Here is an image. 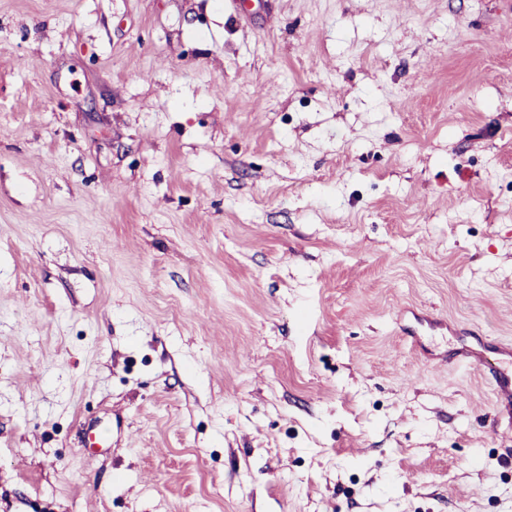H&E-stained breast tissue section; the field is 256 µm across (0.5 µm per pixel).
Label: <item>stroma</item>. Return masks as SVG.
<instances>
[{"mask_svg":"<svg viewBox=\"0 0 512 512\" xmlns=\"http://www.w3.org/2000/svg\"><path fill=\"white\" fill-rule=\"evenodd\" d=\"M501 349L512 0H0V512H512ZM483 375L490 381L497 398L512 397V371L492 365H483Z\"/></svg>","mask_w":512,"mask_h":512,"instance_id":"1","label":"stroma"}]
</instances>
